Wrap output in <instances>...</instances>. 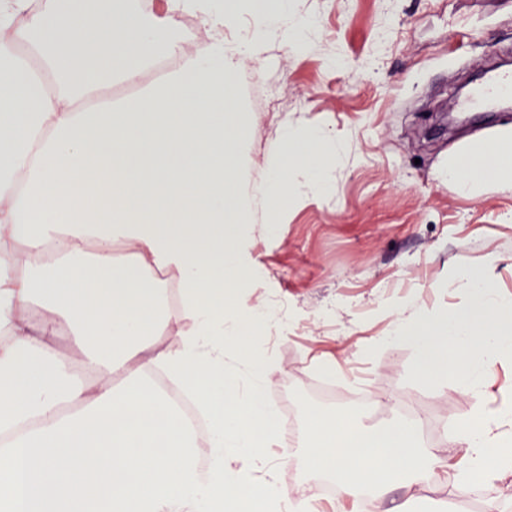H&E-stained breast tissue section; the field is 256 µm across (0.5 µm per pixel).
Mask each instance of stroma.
<instances>
[{
    "instance_id": "stroma-1",
    "label": "stroma",
    "mask_w": 512,
    "mask_h": 512,
    "mask_svg": "<svg viewBox=\"0 0 512 512\" xmlns=\"http://www.w3.org/2000/svg\"><path fill=\"white\" fill-rule=\"evenodd\" d=\"M312 20L309 46H266L237 76L240 108L252 131L247 154L261 168L283 126L318 128L341 139L330 197L289 207L277 234L258 236L253 303L284 317L261 335L273 360L275 401L303 430L311 410H346L376 426L413 414L430 424L428 444L447 449L472 399L450 381L420 382L414 348L387 344L398 310L415 298L427 308L468 306L451 278L479 270L486 257L512 264V179L481 180L456 191L449 157L467 159L485 140L512 131V113L490 124L443 114L460 86L486 63L512 70V0H292ZM346 62L343 71L333 60ZM335 363L333 399L316 397L318 365ZM299 442L278 437L271 456L288 454L278 479L285 490L316 485L299 464ZM464 512L468 503L443 477L421 480L408 512Z\"/></svg>"
}]
</instances>
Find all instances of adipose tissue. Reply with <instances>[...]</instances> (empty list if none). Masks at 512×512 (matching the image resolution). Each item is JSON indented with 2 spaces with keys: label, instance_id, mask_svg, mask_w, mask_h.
<instances>
[{
  "label": "adipose tissue",
  "instance_id": "adipose-tissue-1",
  "mask_svg": "<svg viewBox=\"0 0 512 512\" xmlns=\"http://www.w3.org/2000/svg\"><path fill=\"white\" fill-rule=\"evenodd\" d=\"M165 18L122 0H0V512H296L310 489L286 492L276 410L266 398L275 367L256 355L277 310L246 296L255 260L250 235L283 221V200L327 193L326 164L343 150L319 129L284 130L273 161L247 168L249 132L238 118L236 72L274 39L305 46L306 25L288 0H163ZM197 14L208 43L182 48L169 15ZM250 32L225 46L241 16ZM176 71L145 88L156 62ZM132 87L119 102L104 89ZM57 262L34 272L46 244ZM122 246L129 264L117 267ZM174 272L181 320L176 348H155ZM496 258L454 278L473 306L428 314L419 303L396 320L388 344L410 343L419 377H450L475 404L451 439L455 460L427 450L416 426L359 429L348 414L310 415L305 467L333 474L345 498L370 482L380 491L443 475L495 496L512 474V398L488 406L497 364L512 353V305L498 292ZM48 314L31 321V304ZM68 324L77 360L52 346ZM90 373L76 379L75 364ZM162 368L189 386L208 418L197 434L149 375Z\"/></svg>",
  "mask_w": 512,
  "mask_h": 512
}]
</instances>
